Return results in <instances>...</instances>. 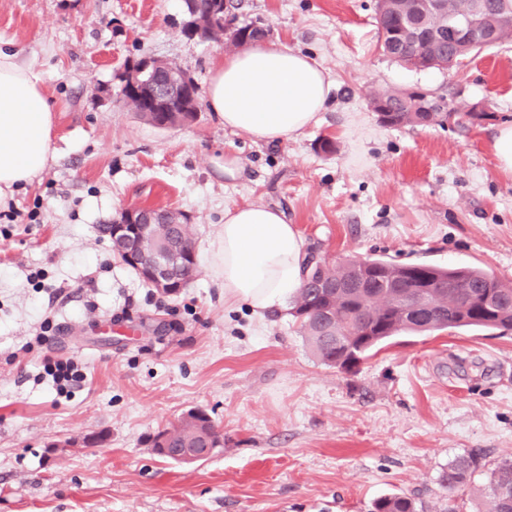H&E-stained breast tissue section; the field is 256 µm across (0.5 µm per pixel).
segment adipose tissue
<instances>
[{
    "label": "adipose tissue",
    "instance_id": "adipose-tissue-1",
    "mask_svg": "<svg viewBox=\"0 0 512 512\" xmlns=\"http://www.w3.org/2000/svg\"><path fill=\"white\" fill-rule=\"evenodd\" d=\"M333 84L313 57L258 43L214 65L207 104L226 130L277 143L318 122ZM54 128L41 72L0 51V199L47 170ZM302 247L282 210L255 203L225 208L212 261L225 303L258 311L281 304L301 285Z\"/></svg>",
    "mask_w": 512,
    "mask_h": 512
}]
</instances>
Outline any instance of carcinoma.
<instances>
[{
	"label": "carcinoma",
	"instance_id": "cac0c4a2",
	"mask_svg": "<svg viewBox=\"0 0 512 512\" xmlns=\"http://www.w3.org/2000/svg\"><path fill=\"white\" fill-rule=\"evenodd\" d=\"M378 42L383 55L400 66L413 70L415 53L425 54L426 47L406 45L396 49L401 57L390 55L391 29L400 23V10L389 0H377ZM239 39L249 45L262 38L263 27L255 22L237 27ZM399 90H374L372 98L391 103L386 125L416 126L418 114L404 111ZM432 100L449 112L434 113L431 125L443 126L451 119L456 127L469 129L476 116L462 104H454L442 94ZM368 262L380 267L379 276L362 288L354 287L360 262L346 260L323 268L332 287L312 288L302 282L293 300L292 315L318 359L341 369L363 360L368 353L392 337L404 333L427 334L450 329H476L506 334L512 331V281H505L476 267H439L399 265L380 258ZM197 425L183 422L166 427L153 437V447L166 438L171 448H182L192 439ZM484 467L473 454L460 456L442 475L448 489V512H458L459 493ZM484 512H512V459L498 462L486 474L483 486ZM372 512H419L415 499L396 494L373 502Z\"/></svg>",
	"mask_w": 512,
	"mask_h": 512
}]
</instances>
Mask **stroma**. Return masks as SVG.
<instances>
[{"instance_id": "stroma-1", "label": "stroma", "mask_w": 512, "mask_h": 512, "mask_svg": "<svg viewBox=\"0 0 512 512\" xmlns=\"http://www.w3.org/2000/svg\"><path fill=\"white\" fill-rule=\"evenodd\" d=\"M376 2L234 0L239 22L270 27L272 46L334 79L316 125L262 144L205 106L159 129L117 104L118 74L145 56L207 88L225 48L181 34L183 0H0V50L42 72L58 150L0 204L19 213L0 236V512H369L394 493L445 512L450 461L512 457L511 334L401 336L345 371L312 354L291 301L225 306L212 269L225 208L259 203L330 265H470L512 280V172L493 152L512 123V42L411 71L380 50ZM417 85L493 117L470 131L389 127L369 107L372 90ZM228 153L239 181L217 165ZM128 206L190 215L199 274L180 294L113 256L106 229ZM49 357L79 363L70 397L44 378ZM192 409L223 448L192 466L156 455L151 437ZM98 433L104 443L86 444Z\"/></svg>"}]
</instances>
